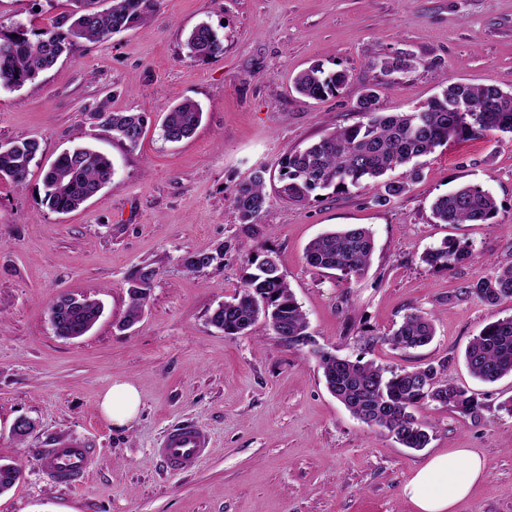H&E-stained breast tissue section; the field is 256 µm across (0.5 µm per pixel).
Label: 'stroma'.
<instances>
[{
	"instance_id": "35a3bbf8",
	"label": "stroma",
	"mask_w": 512,
	"mask_h": 512,
	"mask_svg": "<svg viewBox=\"0 0 512 512\" xmlns=\"http://www.w3.org/2000/svg\"><path fill=\"white\" fill-rule=\"evenodd\" d=\"M68 8L67 0H0V27L37 31ZM201 22L223 38V55L189 56L186 37ZM401 51L417 59L404 77L374 68ZM316 65L350 80L339 94L304 98L292 79ZM443 80L512 91V0H158L145 23L78 41L35 83L0 88V145L41 144L24 186L0 180V463L22 466L0 512H412L402 495L411 472L455 448L489 467L459 512H512V415L500 408L512 398V376L483 383L463 361L488 322L512 315V301L488 307L467 291L512 265V137L437 147L385 206L373 201L376 182L296 203L268 182L266 208L250 227L230 204L254 169L277 172L286 153L357 122L365 86H376L383 111L406 112ZM184 100L202 107L203 120L191 138L167 142L164 113ZM101 101L146 113L137 148L86 121V108ZM78 143L105 154L115 174L62 214L42 197L43 174ZM462 185L494 195L493 224L435 222L432 201ZM347 225L373 232L365 275L346 281L309 268L308 243ZM447 238L471 244L473 258L449 272L422 262ZM220 244L222 268H184L182 257ZM260 247L280 258L309 321L307 345H288L262 319L239 336L208 321L242 286L247 256ZM143 265L157 274L140 322L123 330L127 278ZM62 293L102 303L85 336H55L49 308ZM411 312L432 317L433 341L408 351L383 344ZM319 350L396 370L447 361L449 377L481 406L470 416L421 407L432 439L418 451L403 447L329 393ZM117 379L132 381L142 399L125 431L98 410ZM21 416L35 423L22 440L12 431ZM185 421L210 434L211 448L173 472L156 448ZM67 438L90 450L87 474L71 486L39 466Z\"/></svg>"
}]
</instances>
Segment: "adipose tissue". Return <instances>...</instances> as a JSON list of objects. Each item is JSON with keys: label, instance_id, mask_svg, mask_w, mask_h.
<instances>
[{"label": "adipose tissue", "instance_id": "1", "mask_svg": "<svg viewBox=\"0 0 512 512\" xmlns=\"http://www.w3.org/2000/svg\"><path fill=\"white\" fill-rule=\"evenodd\" d=\"M142 405L138 388L117 379L101 395L99 413L113 427L128 428L137 419ZM488 463L481 455L457 448L428 457L403 485V495L414 512H457L473 487L484 480Z\"/></svg>", "mask_w": 512, "mask_h": 512}]
</instances>
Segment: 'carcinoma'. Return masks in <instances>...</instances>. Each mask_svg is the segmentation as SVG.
Returning a JSON list of instances; mask_svg holds the SVG:
<instances>
[{"mask_svg":"<svg viewBox=\"0 0 512 512\" xmlns=\"http://www.w3.org/2000/svg\"><path fill=\"white\" fill-rule=\"evenodd\" d=\"M69 4L66 14L33 38L20 25L8 32L0 31V47H5L0 50V87L18 89L34 82L77 39L100 41L146 21L156 0H110L109 8L102 11L96 9L97 0H69ZM186 46L196 58L224 54V39L207 23L191 30ZM414 64L412 54L399 52L374 66L398 78L411 71ZM349 78L343 70L327 73L313 66L298 73L293 84L301 96L320 99L338 94ZM356 109L360 121L285 155L280 162L282 172L278 173L277 192L282 198L301 201L330 188L360 187L369 179L417 163L451 140L479 137L489 131L512 134V92L491 85L449 83L440 95L410 112L380 111L376 90L368 88ZM87 117L130 149L138 146L147 125L146 113L110 111L103 102ZM201 119V107L185 100L166 111L162 136L168 142H180L194 133ZM39 151L40 143L31 138L0 146V179L23 185ZM113 175L114 167L107 156L87 147H74L59 154L46 170L45 200L58 212L75 211L108 185ZM266 180L267 171L257 170L233 193L231 205L241 224L257 223L266 204ZM381 188L374 203L385 206L408 191V183L400 178L388 179ZM432 213L441 224H488L497 213V201L487 190L463 185L436 197ZM373 252L371 230L349 225L313 239L305 250V261L317 272H338L348 280L365 274ZM473 255L472 246L447 239L424 252L422 261L432 268L450 270ZM223 260L224 248L218 247L210 253L189 254L184 264L191 271L218 269ZM248 264L253 272L231 299L211 312L210 323L224 335L236 336L262 316L275 335L287 337L288 344H307L309 322L281 271L278 255L260 249L248 258ZM155 276L156 270L148 266L129 275V306L122 327L140 320ZM467 291L490 307L511 300L512 265L468 286ZM55 307L52 328L64 339L86 335L102 314L100 303L89 297L63 295L55 300ZM434 335L430 317L411 313L384 341L395 350H409L428 345ZM317 355L329 392L354 417L387 432L406 448L421 449L431 440L433 426L415 414L421 406L433 404L467 416L481 405L478 394L448 379L443 363L397 372L373 361L320 351ZM464 360L470 374L480 381L492 383L512 376V315L487 323L466 348ZM20 472L18 464L0 463V494L15 485Z\"/></svg>","mask_w":512,"mask_h":512,"instance_id":"1","label":"carcinoma"}]
</instances>
